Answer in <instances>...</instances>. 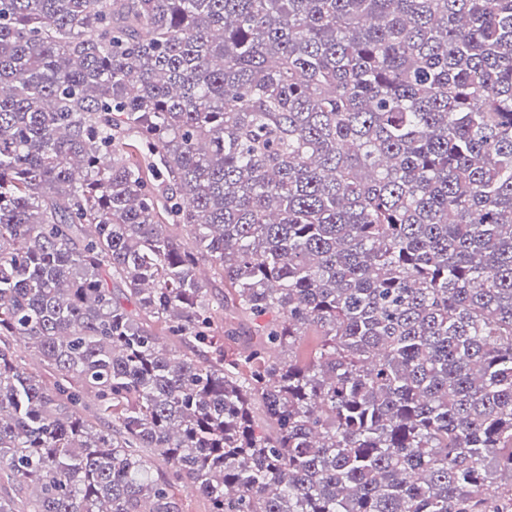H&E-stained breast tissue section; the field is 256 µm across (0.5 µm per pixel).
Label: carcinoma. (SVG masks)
I'll use <instances>...</instances> for the list:
<instances>
[{
  "label": "carcinoma",
  "mask_w": 512,
  "mask_h": 512,
  "mask_svg": "<svg viewBox=\"0 0 512 512\" xmlns=\"http://www.w3.org/2000/svg\"><path fill=\"white\" fill-rule=\"evenodd\" d=\"M2 481L512 512V0H0ZM206 285L209 293L211 294V305L214 310L213 312L215 315L217 331L221 333L224 330V317L227 313L228 307L230 306V301L227 297L224 305V295L227 296V294L223 284L210 280Z\"/></svg>",
  "instance_id": "obj_1"
}]
</instances>
